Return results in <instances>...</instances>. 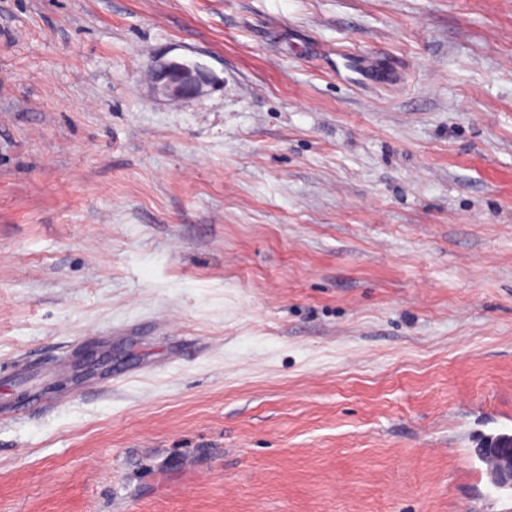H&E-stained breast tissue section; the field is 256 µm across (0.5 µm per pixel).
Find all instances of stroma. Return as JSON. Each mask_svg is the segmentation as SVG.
<instances>
[{
  "mask_svg": "<svg viewBox=\"0 0 512 512\" xmlns=\"http://www.w3.org/2000/svg\"><path fill=\"white\" fill-rule=\"evenodd\" d=\"M159 58L215 83L155 98ZM35 390L0 512H512V0H0ZM512 442L511 435H501L476 448L475 453L487 464V476L492 491H512V448H502L503 441Z\"/></svg>",
  "mask_w": 512,
  "mask_h": 512,
  "instance_id": "1",
  "label": "stroma"
}]
</instances>
